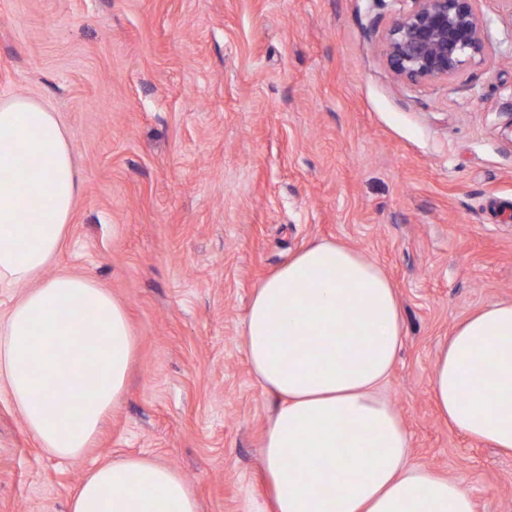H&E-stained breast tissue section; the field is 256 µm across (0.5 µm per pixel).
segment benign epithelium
I'll return each mask as SVG.
<instances>
[{"label": "benign epithelium", "mask_w": 512, "mask_h": 512, "mask_svg": "<svg viewBox=\"0 0 512 512\" xmlns=\"http://www.w3.org/2000/svg\"><path fill=\"white\" fill-rule=\"evenodd\" d=\"M387 30L384 55L402 82L448 81L481 61L485 25L473 0H410Z\"/></svg>", "instance_id": "benign-epithelium-1"}]
</instances>
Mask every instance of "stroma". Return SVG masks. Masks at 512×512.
I'll list each match as a JSON object with an SVG mask.
<instances>
[{"mask_svg":"<svg viewBox=\"0 0 512 512\" xmlns=\"http://www.w3.org/2000/svg\"><path fill=\"white\" fill-rule=\"evenodd\" d=\"M404 0H0V101L36 100L80 191L44 278L90 279L126 307L128 389L76 460L48 455L0 391V512H68L95 465L175 469L199 512L268 497L273 396L241 322L289 256L336 240L375 260L402 307L384 394L409 463L512 512V453L439 415L431 377L454 326L512 302V0H474L481 62L397 81L383 36Z\"/></svg>","mask_w":512,"mask_h":512,"instance_id":"35a3bbf8","label":"stroma"}]
</instances>
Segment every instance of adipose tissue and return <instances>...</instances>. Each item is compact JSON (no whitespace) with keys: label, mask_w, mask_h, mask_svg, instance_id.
Listing matches in <instances>:
<instances>
[{"label":"adipose tissue","mask_w":512,"mask_h":512,"mask_svg":"<svg viewBox=\"0 0 512 512\" xmlns=\"http://www.w3.org/2000/svg\"><path fill=\"white\" fill-rule=\"evenodd\" d=\"M22 154L41 160L27 180L14 172ZM78 192L55 114L24 97L1 101L0 285L30 289L0 317V390L40 447L66 460L92 446L136 355L120 301L80 276L41 277ZM403 336L389 278L337 242L308 245L255 289L242 341L255 381L277 399L262 447L270 512H474L459 481L408 465L407 429L377 393ZM431 386L449 425L512 451V303L456 325ZM69 512H198V502L172 468L128 457L93 468Z\"/></svg>","instance_id":"1"}]
</instances>
